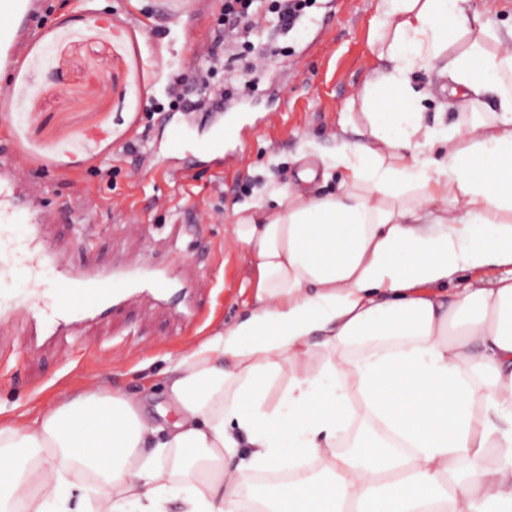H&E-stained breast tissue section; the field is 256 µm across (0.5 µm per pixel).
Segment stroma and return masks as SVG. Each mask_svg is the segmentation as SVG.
Listing matches in <instances>:
<instances>
[{
    "label": "stroma",
    "instance_id": "1",
    "mask_svg": "<svg viewBox=\"0 0 512 512\" xmlns=\"http://www.w3.org/2000/svg\"><path fill=\"white\" fill-rule=\"evenodd\" d=\"M221 0H35L40 22L21 46V64L0 73L10 106L0 113V160L13 162L15 194L50 214L51 247L69 269L121 264L159 273L176 289L169 306L149 295L119 304L67 333L24 320L0 329V407L55 402L93 377L160 404V373L189 345L250 311L249 264L230 244L236 209L272 204L299 173L310 191L337 190L326 163L364 126L358 92L379 65L378 0H316L292 31L268 6L256 15L254 46L277 47L268 70L246 64L221 81H250L225 98L224 164L206 145L210 108L163 112L171 73L191 74L209 59ZM413 84L428 122L453 127L492 120L494 95L449 106L438 78L417 71ZM181 129L197 153L181 178L167 174L170 134ZM137 139L146 159L120 155ZM210 213L196 226L199 211Z\"/></svg>",
    "mask_w": 512,
    "mask_h": 512
}]
</instances>
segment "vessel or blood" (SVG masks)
<instances>
[{"label": "vessel or blood", "mask_w": 512, "mask_h": 512, "mask_svg": "<svg viewBox=\"0 0 512 512\" xmlns=\"http://www.w3.org/2000/svg\"><path fill=\"white\" fill-rule=\"evenodd\" d=\"M32 20L25 0H0V68L18 66L17 45ZM48 222V216L35 212L31 204L15 205L0 197V275L23 270L30 282L8 306L0 305L1 319L42 310L54 316L59 325L71 326L111 304L114 282H138L133 270L70 271L45 243L43 227ZM50 269L62 275L61 288H48L45 274Z\"/></svg>", "instance_id": "obj_1"}]
</instances>
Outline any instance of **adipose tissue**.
<instances>
[{"label": "adipose tissue", "instance_id": "obj_1", "mask_svg": "<svg viewBox=\"0 0 512 512\" xmlns=\"http://www.w3.org/2000/svg\"><path fill=\"white\" fill-rule=\"evenodd\" d=\"M469 2L380 0L364 139L331 156L337 193L236 211L253 306L167 367L175 421L96 378L0 417V512H240L248 473L283 470L264 512H512V276L442 291L512 267V47ZM434 69L495 120L427 123L411 76ZM509 271H511V267L487 266L474 272H456L448 278V294L453 293L456 288H463L474 278L481 277L486 283L493 282L507 276Z\"/></svg>", "mask_w": 512, "mask_h": 512}]
</instances>
